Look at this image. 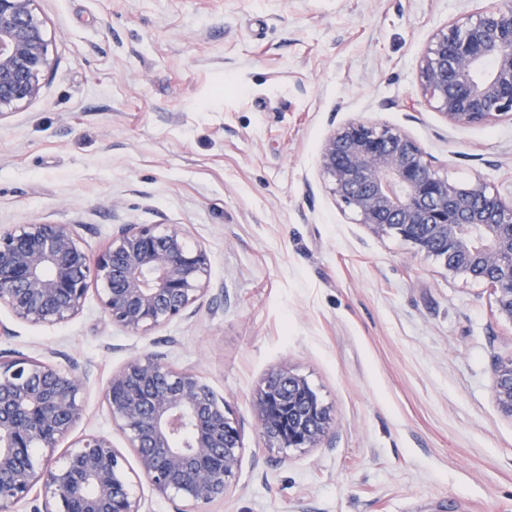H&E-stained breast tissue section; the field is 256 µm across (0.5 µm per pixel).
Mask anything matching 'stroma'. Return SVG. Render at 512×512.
<instances>
[{
    "mask_svg": "<svg viewBox=\"0 0 512 512\" xmlns=\"http://www.w3.org/2000/svg\"><path fill=\"white\" fill-rule=\"evenodd\" d=\"M493 3L41 0L53 68L0 119V231L68 224L95 255L121 225H176L211 262L201 306L145 336L92 289L54 326L0 311V352L87 373L72 438L112 433L106 381L157 353L238 429L235 486L208 512H512V420L491 394L512 324L491 286L356 223L319 165L327 133L361 118L453 183L512 188V120L450 126L418 80L432 35ZM282 365L333 408L321 447L260 437L252 398Z\"/></svg>",
    "mask_w": 512,
    "mask_h": 512,
    "instance_id": "35a3bbf8",
    "label": "stroma"
}]
</instances>
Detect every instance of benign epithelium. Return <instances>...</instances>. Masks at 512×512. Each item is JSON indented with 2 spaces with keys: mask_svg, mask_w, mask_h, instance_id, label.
<instances>
[{
  "mask_svg": "<svg viewBox=\"0 0 512 512\" xmlns=\"http://www.w3.org/2000/svg\"><path fill=\"white\" fill-rule=\"evenodd\" d=\"M39 0H0V117L41 96L51 60ZM428 104L449 125L512 119V0L467 13L432 37L419 65ZM331 192L357 223L394 234L438 260L448 278L493 287L499 318L512 324V197L477 178L458 186L439 176L418 142L382 123L352 120L320 148ZM207 251L173 225H130L92 256L69 224H18L0 233V310L32 325L70 321L90 286L104 316L144 335L201 304L210 291ZM84 375L49 358L0 360V512H144L133 495L144 478L185 512L224 499L241 468L239 434L224 399L190 369L156 354L112 372L103 403L137 469L112 436L89 434L54 453L84 416ZM291 368L271 370L252 401L269 448H317L331 409ZM492 398L512 420V359L494 368ZM41 456L34 455V449Z\"/></svg>",
  "mask_w": 512,
  "mask_h": 512,
  "instance_id": "obj_1",
  "label": "benign epithelium"
}]
</instances>
